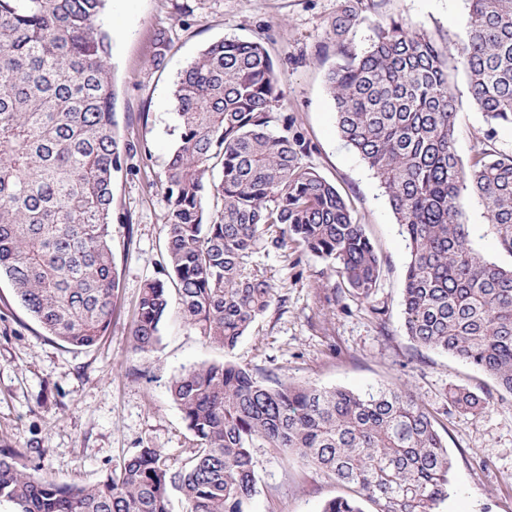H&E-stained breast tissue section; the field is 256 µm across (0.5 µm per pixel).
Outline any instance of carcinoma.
Listing matches in <instances>:
<instances>
[{"label": "carcinoma", "instance_id": "obj_1", "mask_svg": "<svg viewBox=\"0 0 512 512\" xmlns=\"http://www.w3.org/2000/svg\"><path fill=\"white\" fill-rule=\"evenodd\" d=\"M107 0H0V279L50 336L91 347L112 326L119 288L112 257V174L130 151L114 132L115 91L104 29ZM365 21L344 0L330 22L341 61L326 88L341 138L379 177L410 248L402 285L407 336L487 372L512 394V266L484 258L459 220L474 195L512 254V154L487 144L463 166L448 56L424 32L389 18L370 45L350 46ZM491 127H512V0H469L453 57ZM179 137L165 165L167 278L145 283L132 348L151 353L171 295L210 344L235 347L270 303L247 269L266 242H293L334 265L369 301L381 261L336 187L301 163L279 120L263 43L204 47L172 93ZM220 206L208 207V198ZM195 448L177 468L141 448L93 485L48 479L0 448V500L14 512H249L252 449L295 454L347 488L321 512H435L451 461L426 405L408 389L259 377L230 361L185 369L169 386ZM459 411L487 399L449 391Z\"/></svg>", "mask_w": 512, "mask_h": 512}]
</instances>
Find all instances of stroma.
I'll use <instances>...</instances> for the list:
<instances>
[{"mask_svg":"<svg viewBox=\"0 0 512 512\" xmlns=\"http://www.w3.org/2000/svg\"><path fill=\"white\" fill-rule=\"evenodd\" d=\"M341 0H108L116 132L137 147L112 179V256L120 279L112 326L94 347L74 349L49 336L0 280V444L20 450L28 467L67 483L92 485L141 448L159 449L180 466L194 441L169 385L201 362L233 361L260 374L320 387L367 391L400 387L433 412L452 460L449 495L438 512H512V394L484 372L416 346L406 335L401 288L407 242L379 179L345 145L326 92L335 63L329 21ZM350 34L365 50L376 21L402 19L455 54L465 37L467 0H375ZM170 49L154 65V38ZM265 43L274 64L291 135L302 162L336 186L364 224L382 265L379 287L365 302L347 290L332 265L294 247L259 245L250 258L271 300L233 350L206 343L170 306L160 341L135 353L131 331L144 283L160 277L165 201L160 188L178 131L171 91L201 49L219 39ZM458 104L456 151L469 161L492 138L512 152V129H489L473 106L465 76L451 72ZM472 243L490 260L512 265L483 208L460 201ZM469 389L489 400L477 415L459 413L448 392ZM256 492L250 512H320L341 489L296 456L253 451Z\"/></svg>","mask_w":512,"mask_h":512,"instance_id":"35a3bbf8","label":"stroma"}]
</instances>
